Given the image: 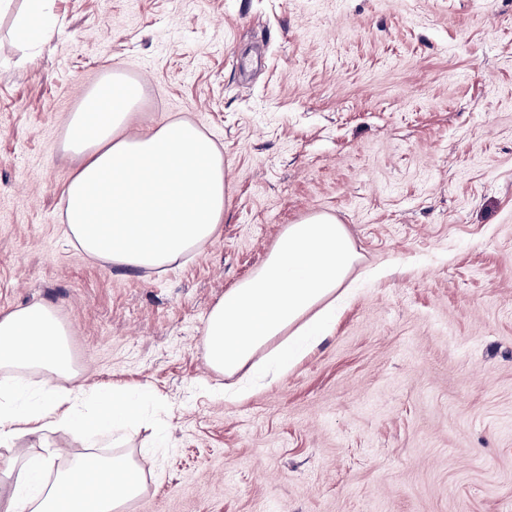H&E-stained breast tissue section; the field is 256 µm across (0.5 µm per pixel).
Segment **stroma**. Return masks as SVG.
Listing matches in <instances>:
<instances>
[{"instance_id":"35a3bbf8","label":"stroma","mask_w":512,"mask_h":512,"mask_svg":"<svg viewBox=\"0 0 512 512\" xmlns=\"http://www.w3.org/2000/svg\"><path fill=\"white\" fill-rule=\"evenodd\" d=\"M0 18V312L51 307L84 388L145 389L134 512H512V0H50ZM140 82L125 128L224 158L210 243L157 273L66 235L69 115ZM357 260L277 383L214 392L202 336L287 225ZM49 0H27L23 13L14 20V30L18 38L37 41L46 37L53 26V18L48 10Z\"/></svg>"}]
</instances>
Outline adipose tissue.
<instances>
[{"label": "adipose tissue", "mask_w": 512, "mask_h": 512, "mask_svg": "<svg viewBox=\"0 0 512 512\" xmlns=\"http://www.w3.org/2000/svg\"><path fill=\"white\" fill-rule=\"evenodd\" d=\"M53 26L47 0H27L14 20L18 38L36 41ZM141 89H93L68 123L64 148L84 162L61 197L70 236L92 259L163 269L212 241L224 221V161L195 125L174 120L147 133L122 128ZM356 252L344 225L328 214L288 225L262 265L227 289L212 308L202 342L209 367L231 377L250 369L280 379L328 335L336 292ZM70 331L55 312L31 304L0 314V446L49 432L82 442L85 452L55 469L26 453L0 460V512H123L146 484L133 453L95 455L98 436L129 442L142 396L123 387L93 393L56 385L74 376ZM266 352L265 364L254 361ZM41 374L32 393L28 374ZM84 470L87 488H69Z\"/></svg>", "instance_id": "ef3b65f1"}]
</instances>
